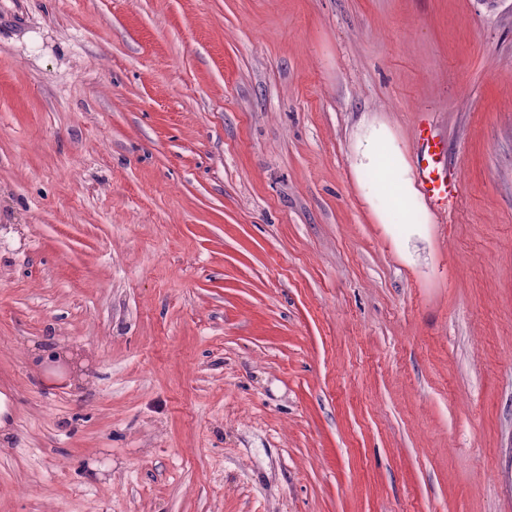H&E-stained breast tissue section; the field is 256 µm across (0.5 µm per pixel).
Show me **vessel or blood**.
I'll list each match as a JSON object with an SVG mask.
<instances>
[{"label": "vessel or blood", "mask_w": 512, "mask_h": 512, "mask_svg": "<svg viewBox=\"0 0 512 512\" xmlns=\"http://www.w3.org/2000/svg\"><path fill=\"white\" fill-rule=\"evenodd\" d=\"M418 138L416 171L421 193L433 208L447 211L458 196V182L443 165V144L427 127L419 128Z\"/></svg>", "instance_id": "b4317fda"}]
</instances>
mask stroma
I'll use <instances>...</instances> for the list:
<instances>
[{"mask_svg":"<svg viewBox=\"0 0 512 512\" xmlns=\"http://www.w3.org/2000/svg\"><path fill=\"white\" fill-rule=\"evenodd\" d=\"M0 391V512H512V0H0ZM418 138L421 144L416 155V171L421 193L433 208L446 213L458 196L457 179L445 171L444 147L431 128L420 127ZM361 164L378 173V182L387 194L390 208L407 213L403 199L413 192L406 182L399 156L389 140L381 134H374L361 151Z\"/></svg>","mask_w":512,"mask_h":512,"instance_id":"stroma-1","label":"stroma"}]
</instances>
